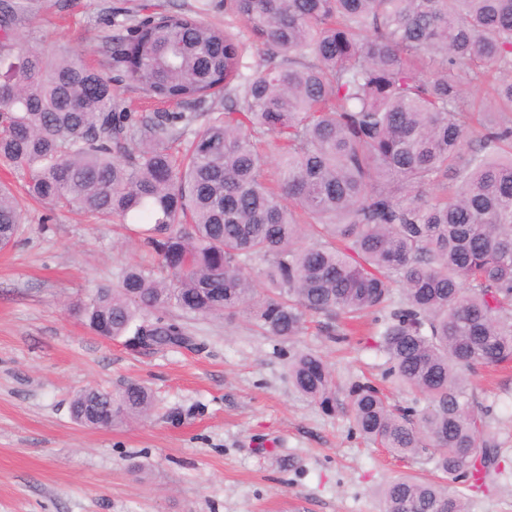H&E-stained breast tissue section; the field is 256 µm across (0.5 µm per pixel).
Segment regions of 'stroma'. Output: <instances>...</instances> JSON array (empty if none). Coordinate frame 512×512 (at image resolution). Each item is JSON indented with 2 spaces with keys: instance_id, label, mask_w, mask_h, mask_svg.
Returning a JSON list of instances; mask_svg holds the SVG:
<instances>
[{
  "instance_id": "stroma-1",
  "label": "stroma",
  "mask_w": 512,
  "mask_h": 512,
  "mask_svg": "<svg viewBox=\"0 0 512 512\" xmlns=\"http://www.w3.org/2000/svg\"><path fill=\"white\" fill-rule=\"evenodd\" d=\"M201 3L29 0L17 28L33 49L63 48L97 68L117 33L112 15ZM21 205L23 231L0 250V512H381L385 483L432 477L426 457H393L340 412L353 380H382L385 359L372 345L334 342V322L323 317L291 340L220 317L188 321L192 349L137 350L103 338L74 305L145 249L125 226L26 198ZM297 350L334 369L335 411L291 384L288 356ZM131 382L154 395L148 419L98 429L73 420L80 390ZM471 383L501 448L470 512H512V368Z\"/></svg>"
}]
</instances>
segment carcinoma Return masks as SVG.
Here are the masks:
<instances>
[{
	"label": "carcinoma",
	"instance_id": "obj_1",
	"mask_svg": "<svg viewBox=\"0 0 512 512\" xmlns=\"http://www.w3.org/2000/svg\"><path fill=\"white\" fill-rule=\"evenodd\" d=\"M221 2L222 27L141 16L98 70L29 48L27 2L0 0V166L155 254L80 302L101 336L165 349L200 316L246 315L278 339L309 316L371 318L413 405L356 381L343 412L440 473L386 484L383 512H469L467 474L500 444L464 371L512 364V0ZM121 86L165 109L128 110ZM22 220L0 184L1 250ZM288 377L334 408L318 354L294 352ZM153 410L136 383L71 401L93 428Z\"/></svg>",
	"mask_w": 512,
	"mask_h": 512
}]
</instances>
